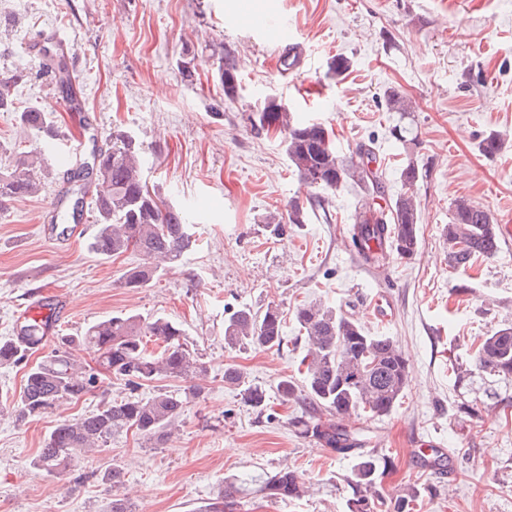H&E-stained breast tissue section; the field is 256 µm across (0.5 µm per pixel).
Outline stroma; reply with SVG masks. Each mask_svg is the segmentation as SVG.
I'll return each instance as SVG.
<instances>
[{
  "label": "stroma",
  "instance_id": "35a3bbf8",
  "mask_svg": "<svg viewBox=\"0 0 512 512\" xmlns=\"http://www.w3.org/2000/svg\"><path fill=\"white\" fill-rule=\"evenodd\" d=\"M254 17L286 27L287 45L267 43ZM50 33L69 50L78 110L28 50ZM286 48L298 61L284 72L278 61ZM227 51L241 77L232 102L215 77ZM339 54L351 67L329 75ZM187 60L196 67L190 83L180 73ZM0 79L9 81L18 110L45 112L56 130L47 140L15 112H0V167L25 148L40 159L44 185L37 196L0 204V339L16 336L20 313L37 298L66 308L51 342L24 364L0 368V402L19 395L27 368L62 349L63 337L119 312L175 321L207 367L200 397L166 443L120 435L50 475L32 461L53 427L126 396L123 381L102 379L93 394L32 420L1 410L0 512H106L118 494L137 512H203L225 482L285 465L302 474L307 493L271 499L252 488L232 512H347L353 456L294 425L300 416L328 421L329 413L276 390L283 379L304 384L306 344L293 311L315 301L392 337L409 364L400 402L359 433L364 453L391 458L373 495L376 512L411 487L421 491L415 512H512V386L498 388L489 406L480 382L462 384L448 373L450 359L470 361L484 336L512 322V243L458 273L443 235L461 197L489 211L500 236L512 231V0H0ZM390 88L412 102L406 122L416 147L390 134L399 119L384 104ZM270 95L300 119L324 124L341 156L372 145L387 197L416 198L420 242L412 259L393 257L382 268L361 260L352 227L362 191L351 182L315 189L299 178L286 132L251 124ZM116 126L142 141L144 181L188 211L197 238L194 250L140 288L126 287L122 275L142 255L92 252L90 215L68 245L43 233L67 187L56 151L80 141L76 162L84 164ZM492 131L503 145L488 157L480 142ZM411 157L423 177L408 187L400 170ZM295 202L307 223L270 234L267 216L286 217ZM270 304L285 319L280 350L225 345V320ZM229 366L265 391L263 408L225 385ZM464 400L483 402L478 416L459 412ZM435 444L453 465L452 479L414 458ZM115 465L123 477L112 488L100 476Z\"/></svg>",
  "mask_w": 512,
  "mask_h": 512
}]
</instances>
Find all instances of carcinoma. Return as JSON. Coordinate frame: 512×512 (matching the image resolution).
Wrapping results in <instances>:
<instances>
[{
	"label": "carcinoma",
	"instance_id": "obj_1",
	"mask_svg": "<svg viewBox=\"0 0 512 512\" xmlns=\"http://www.w3.org/2000/svg\"><path fill=\"white\" fill-rule=\"evenodd\" d=\"M42 68L54 74L60 87L75 101L70 69L64 53L43 52ZM224 99L234 101L240 81L231 53H224L218 67ZM386 108L405 115L408 103L396 90L384 93ZM20 123L48 138L55 137L44 112L28 108L19 112ZM261 131L288 130L285 150L300 178L310 187L334 191L347 181L364 187L371 201L355 213V242L364 262L375 267L387 263L389 252L411 259L419 246L418 209L413 196L403 193L385 204L381 191L383 171L369 168L372 148L358 147L349 159L338 155L329 130L321 123L299 121L282 100L269 96L253 116ZM92 162L83 170L95 174L96 192L91 211L97 230L90 249L107 257L130 250L165 263L178 262L195 247L196 239L184 213L165 204L142 178V143L129 132L115 128L106 146L97 148ZM38 159L25 151L16 152L10 169L0 172V202L36 195L41 189ZM448 267L466 271L473 260L491 258L499 251V233L491 215L465 198L453 202L448 227ZM160 271L158 266H141L124 273V284L138 288ZM295 319L305 335L307 351L303 400L343 418H379L389 414L401 399L409 380V365L390 336H372L340 310L317 302L298 306ZM46 323L33 319L18 336L0 340V367L21 364L27 353L41 345ZM183 330L164 316L144 317L119 313L89 326L78 342L95 354V362L106 372L125 380L136 390L161 380H187L205 376L206 366L181 342ZM282 313L275 305L262 312L243 308L224 321V343L230 348L250 345L279 350L283 345ZM161 343L158 352L148 343ZM475 370L512 383V323H504L482 339L473 355ZM96 369L67 353L55 354L29 368L25 383L13 404L21 418H35L63 403L91 393ZM224 383L243 388L255 408L265 406L266 393L245 380L235 367L224 369ZM201 386L188 389L163 388L146 397L114 398L95 412L59 423L48 435L33 460L41 471L56 472L75 458L106 445L113 436L131 432L156 446L161 445L191 399L200 396ZM300 433L310 434L326 447L348 453L356 445L353 431L333 422L315 423L299 418ZM381 465L371 454L356 457L347 485L351 497L348 512H371L372 493ZM260 491L269 498H298L305 493L300 474L285 466L269 477H259ZM239 492L234 484L224 486L222 496L209 505V512H224Z\"/></svg>",
	"mask_w": 512,
	"mask_h": 512
}]
</instances>
